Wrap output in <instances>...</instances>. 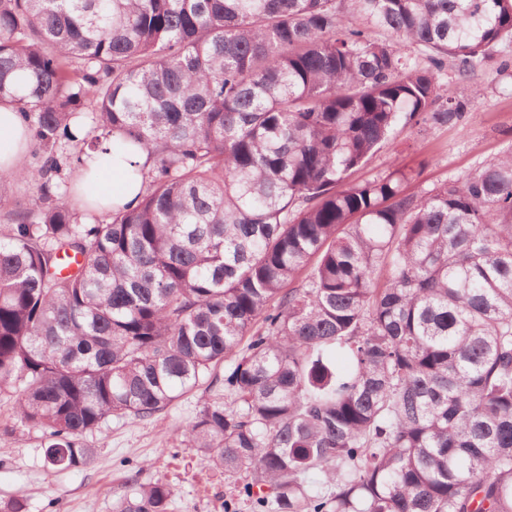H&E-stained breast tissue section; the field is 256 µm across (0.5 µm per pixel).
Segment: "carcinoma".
<instances>
[{
  "label": "carcinoma",
  "mask_w": 512,
  "mask_h": 512,
  "mask_svg": "<svg viewBox=\"0 0 512 512\" xmlns=\"http://www.w3.org/2000/svg\"><path fill=\"white\" fill-rule=\"evenodd\" d=\"M507 42L512 0H0V103L38 157L0 224V395L48 466L222 364L185 446L261 512H512V149L417 193L356 178L462 125L439 74ZM103 139L144 156L139 196L84 223Z\"/></svg>",
  "instance_id": "1"
}]
</instances>
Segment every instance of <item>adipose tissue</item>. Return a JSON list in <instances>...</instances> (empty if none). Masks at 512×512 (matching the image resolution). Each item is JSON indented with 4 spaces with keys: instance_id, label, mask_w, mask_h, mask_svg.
Returning <instances> with one entry per match:
<instances>
[{
    "instance_id": "adipose-tissue-1",
    "label": "adipose tissue",
    "mask_w": 512,
    "mask_h": 512,
    "mask_svg": "<svg viewBox=\"0 0 512 512\" xmlns=\"http://www.w3.org/2000/svg\"><path fill=\"white\" fill-rule=\"evenodd\" d=\"M28 144V129L19 112L9 105L0 106V172L15 169ZM96 159V166L76 181V201L105 209L115 201L136 203L138 188L128 179V155L111 149L97 154Z\"/></svg>"
}]
</instances>
